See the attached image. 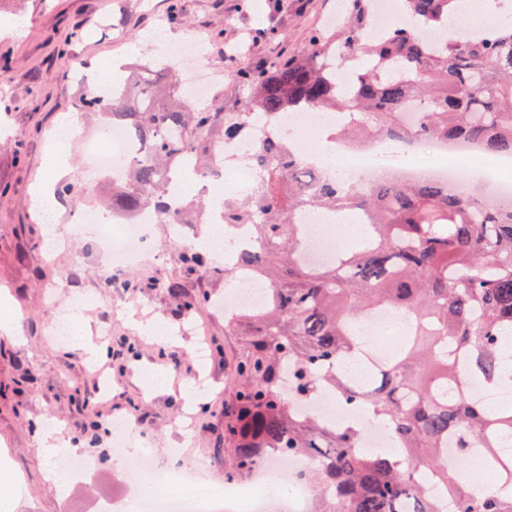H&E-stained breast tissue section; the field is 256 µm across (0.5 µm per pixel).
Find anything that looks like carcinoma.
Wrapping results in <instances>:
<instances>
[{"label": "carcinoma", "instance_id": "1", "mask_svg": "<svg viewBox=\"0 0 512 512\" xmlns=\"http://www.w3.org/2000/svg\"><path fill=\"white\" fill-rule=\"evenodd\" d=\"M460 4L400 0L405 25L368 37L373 0H344L343 29L314 30L302 55L270 68L240 67L237 79L252 94L232 116L187 108L174 76L155 62L129 71L110 97L86 88L84 111L107 112L138 140L109 205L128 214L150 210L171 224L178 169L192 164L198 175L218 178L222 171L207 157L210 144L299 110L347 112L359 139H466L488 154H512V18L450 39L424 37L441 33ZM340 45L361 62L346 94L336 72L319 63ZM412 107L416 119L406 125L402 116ZM254 159L261 168L257 188L224 201V216L254 228L256 244L240 252L239 262L261 272L270 298L259 311L224 320L243 345L224 422L227 480L250 475L271 450L313 461L304 477L319 487L318 512H441L427 491L434 483L459 512H512V493L475 494L463 477L478 456L512 485V459L496 457L500 441L512 438V408L496 411L448 391L468 378L494 387L512 367V345L501 333L512 325V201L491 205L477 191L458 193L435 179L367 186L325 180L299 166L275 138L256 139ZM305 206L358 210L371 234L337 261L309 265L300 258L294 224ZM182 261L191 273L208 270L200 252ZM159 287L189 310L208 300L186 295L176 281ZM382 306L408 314L415 329L373 384L354 388L325 373L362 352V316ZM450 347L466 360V373L448 356ZM325 387L386 423L403 458L357 447L355 424L330 427L300 414L297 404ZM450 434L456 436L451 459Z\"/></svg>", "mask_w": 512, "mask_h": 512}]
</instances>
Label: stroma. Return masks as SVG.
I'll return each instance as SVG.
<instances>
[{"instance_id": "stroma-1", "label": "stroma", "mask_w": 512, "mask_h": 512, "mask_svg": "<svg viewBox=\"0 0 512 512\" xmlns=\"http://www.w3.org/2000/svg\"><path fill=\"white\" fill-rule=\"evenodd\" d=\"M187 26H172L169 0H0V13L19 16L20 33L0 32V57L9 70L0 79V319L9 318L21 338L0 337V474L11 483L0 498L7 512H96L98 503L121 492L126 477L116 460L108 431L110 419L134 429L132 441L159 459L181 449L189 464L207 469L199 490L225 486L230 455L224 442V409L235 388L234 364L242 345L225 334L224 313L200 306L184 311L162 283L177 280L189 294L213 300L230 295L231 283L221 259L211 258L204 275L187 274L182 250L171 227L149 228L146 253L134 266L105 273L94 238L71 234L68 200L57 203L54 219L62 242L53 262L44 258L47 225L29 203L33 183L46 176L47 144L62 114L76 117L75 138L62 146L74 156L67 179L89 206L100 207L111 182L86 168L84 143L99 138L103 117L81 107L83 83L73 73L98 65L100 82L111 84L123 65L152 51L147 32H164L173 43L186 35L210 45L208 66L224 81L221 107L242 110L247 92L237 80L238 62L223 52L243 30L275 26L279 36H257L247 43L245 58L253 66L304 51L310 33L329 25L340 0H183ZM56 297L61 309L79 306L92 345L108 348L112 391L101 395L81 348L60 351L50 334L58 316L48 306ZM162 320L172 343L160 344L146 332L147 323ZM109 335H99L102 322ZM206 343V360L196 355ZM150 366L164 373L165 383L148 388L138 372ZM197 380L195 390L187 383ZM94 437L97 466L83 482L66 491L46 481L57 464L42 443L50 438Z\"/></svg>"}]
</instances>
